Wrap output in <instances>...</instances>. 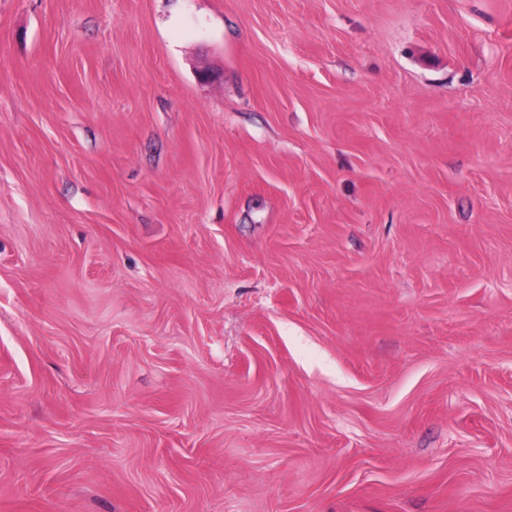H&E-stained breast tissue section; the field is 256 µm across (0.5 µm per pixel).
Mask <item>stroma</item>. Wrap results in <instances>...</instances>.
Here are the masks:
<instances>
[{"label":"stroma","mask_w":512,"mask_h":512,"mask_svg":"<svg viewBox=\"0 0 512 512\" xmlns=\"http://www.w3.org/2000/svg\"><path fill=\"white\" fill-rule=\"evenodd\" d=\"M0 512H512V0H0Z\"/></svg>","instance_id":"stroma-1"}]
</instances>
